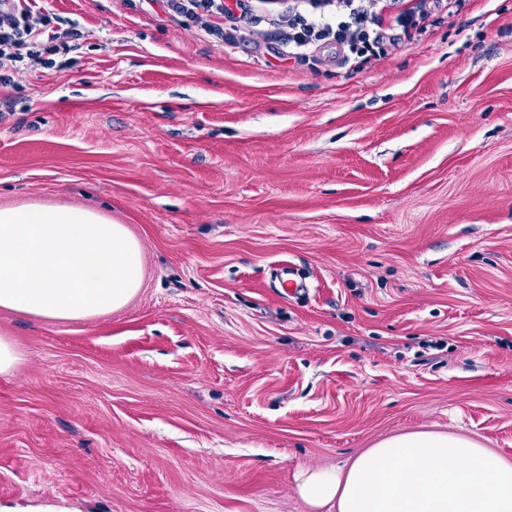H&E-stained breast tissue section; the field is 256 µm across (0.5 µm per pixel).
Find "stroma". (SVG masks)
Segmentation results:
<instances>
[{
  "label": "stroma",
  "instance_id": "1",
  "mask_svg": "<svg viewBox=\"0 0 512 512\" xmlns=\"http://www.w3.org/2000/svg\"><path fill=\"white\" fill-rule=\"evenodd\" d=\"M290 2L219 35L48 0L82 38L0 89V207L100 211L144 279L0 309V512H312L300 471L411 432L512 462V0H434L361 63L289 53Z\"/></svg>",
  "mask_w": 512,
  "mask_h": 512
}]
</instances>
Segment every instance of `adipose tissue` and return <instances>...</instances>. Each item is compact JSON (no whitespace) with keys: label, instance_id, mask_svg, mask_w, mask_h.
<instances>
[{"label":"adipose tissue","instance_id":"obj_1","mask_svg":"<svg viewBox=\"0 0 512 512\" xmlns=\"http://www.w3.org/2000/svg\"><path fill=\"white\" fill-rule=\"evenodd\" d=\"M142 278L139 241L109 216L0 207V309L86 319L126 306ZM296 491L313 512H512V464L462 436L413 432L379 442L347 470L305 472Z\"/></svg>","mask_w":512,"mask_h":512}]
</instances>
